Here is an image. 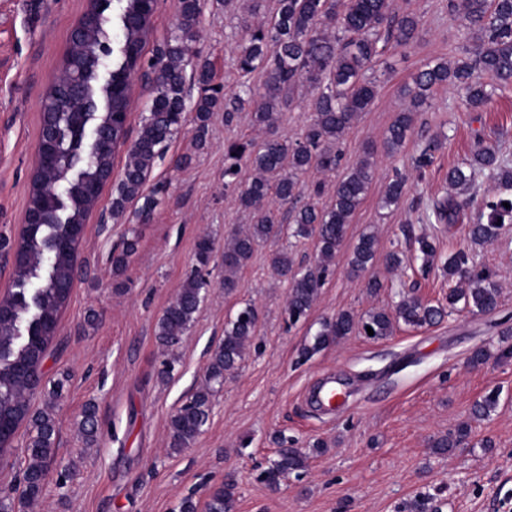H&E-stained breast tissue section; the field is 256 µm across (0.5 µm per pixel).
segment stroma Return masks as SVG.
Returning <instances> with one entry per match:
<instances>
[{"label": "stroma", "instance_id": "obj_1", "mask_svg": "<svg viewBox=\"0 0 512 512\" xmlns=\"http://www.w3.org/2000/svg\"><path fill=\"white\" fill-rule=\"evenodd\" d=\"M249 0H201L192 51L213 67L226 94L240 83L263 91L265 76H241L236 58L242 44ZM397 11L419 20L416 38L379 58L377 95L341 145L342 170L375 154V175L357 208L335 264L307 317L289 324V277L275 274L272 253L284 251L296 266L311 262L313 240L284 232L258 244L238 288L225 292L224 240L250 224L235 194L224 189V144L240 137L259 139L264 128L240 113L225 125L211 119L204 150L193 146L194 124L186 122L157 160L147 188L162 187L163 203L149 223H138V203L112 219L111 188H104L85 227L74 285L57 335L42 364L40 389L31 409L44 407L56 382L58 463L36 504L16 503V512H178L185 497L206 502L214 485L232 481L235 512H397L404 502L430 494L440 512H512V361L495 355L503 331L512 329V223L494 240L473 244L469 226L486 201L497 199L496 183L477 179L472 204L452 224L436 223L434 200L450 194V168L470 158L476 141L512 160V88L495 91L489 105L471 111L463 90L448 85L434 91L404 146L386 154L384 137L409 104L402 90L427 64L455 62L467 34L448 0H394ZM87 0H0V297L11 288L14 258L5 242H16L24 226L42 101L60 70L71 32ZM442 141L434 164L416 171L413 159L429 139ZM194 153L192 165L173 162ZM406 177L399 205L384 207L393 170ZM377 238L367 271L353 272L350 254L362 233ZM429 236L436 247L431 265L416 256V240ZM138 237V251L116 288L110 261L114 246ZM210 237L215 250L208 269L211 286L189 331L173 346L155 335L157 322L195 267L194 248ZM468 251L490 268L501 292L490 313L459 309L441 323L416 329L397 323L392 335L370 340L350 334L303 358L321 322L336 313L362 315L392 309L398 294L414 289L423 301L438 303L448 293L443 264L449 254ZM408 254L403 269L388 266L392 251ZM382 288L370 294L369 277ZM257 313V333L237 369L212 398L209 421L195 442L175 452L168 423L174 411L203 384L210 350L224 327L244 306ZM486 363L474 365L476 348ZM345 384L350 395L333 411L319 410L312 392L323 382ZM499 404L483 420H472L474 404L490 390ZM98 409V433L86 444L80 429L86 403ZM471 422L468 447L450 455L431 454L433 441ZM310 459L302 474L282 477L277 489L259 478L276 456L279 440ZM326 449L311 452L314 441Z\"/></svg>", "mask_w": 512, "mask_h": 512}]
</instances>
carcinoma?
<instances>
[{
	"label": "carcinoma",
	"mask_w": 512,
	"mask_h": 512,
	"mask_svg": "<svg viewBox=\"0 0 512 512\" xmlns=\"http://www.w3.org/2000/svg\"><path fill=\"white\" fill-rule=\"evenodd\" d=\"M459 6L461 24L473 35V43L462 48L463 56L454 65L437 62L414 76L407 93L411 108L399 113L387 130L383 146L388 153L403 146L416 112L435 88L459 86L465 90L464 106L479 110L491 102L496 88L512 85V0H463L460 5L450 0L451 9ZM141 12V0H93L87 4L83 33L69 39L63 61L67 70L79 72L86 110L68 111L63 88L56 85L43 100L42 127L52 133L49 152L56 156V163L41 164L34 170L28 205L44 216V222L23 227L17 242L21 257L13 270V290L3 297V304L16 314V320L0 326V419L10 438L28 413L25 395L32 381L40 377L41 362L71 295L80 246V240L73 236L74 227L85 225L96 207L98 198L92 189L112 169L117 150L128 146L123 177L112 191V217L123 216L129 203L140 200L136 216L145 223L162 204L157 192L144 191L146 178L182 127L187 112L194 113L199 148L206 143L212 113L224 111L228 125L238 119V113H251V122L264 127L269 136L259 143L240 138L224 149V189L237 194L240 206L252 215L247 231L232 233L224 243V289L237 287L236 274L251 259L255 245L279 237L283 224H291L294 235L316 238L313 263L297 272L287 254L276 252L271 258L277 273H293L288 314L295 323L307 315L316 300L348 225L369 189L374 177L373 150H365L355 166L336 181L328 207L317 203L324 194V182L309 184L301 181V176L311 170L333 172L340 166L345 134L376 98V79L368 75L375 59L391 46L408 45L418 27L417 17L398 13L393 0H277L267 19L247 28L246 43L238 56L242 73H265L264 93L257 97L247 87L227 96L224 86L214 82L208 59L199 55L193 66L199 95L189 106L186 54L194 37L200 0H180L179 22L150 58L145 57L144 48L152 32V19L140 23ZM135 68L151 70L157 78L138 137L128 145L126 134L112 128V121L127 112V82ZM300 88L310 89L313 95V117L301 136L287 143L275 136V123L278 112L289 105ZM441 148L438 140L427 143L414 158L415 167H429ZM244 160L257 173L245 186L241 185ZM480 175L512 188L509 161L479 141L470 160L448 171L454 193L434 205L437 222L451 224L458 219L470 204L464 194ZM405 186V179L394 174L386 187L384 204H398ZM272 197L285 207L284 212L277 214L269 208ZM505 202L509 206H503ZM486 209V220L470 226V237L476 242L495 239L504 224L512 223V197L489 202ZM136 249L137 240L128 238L112 252L115 276L126 271ZM213 251L212 239L198 241L195 272L158 320L161 344H176L192 325L208 286L198 271L208 267ZM375 252V236L361 235L349 260L351 269L366 270ZM447 270L448 279L457 281L458 286L448 289L446 303L432 305L404 293L389 312H372L361 318L348 311L338 312L322 323L313 346L304 349V357L356 330L366 336L370 327L374 337L381 338L390 335L400 321L414 328L433 326L460 303L480 313L496 310L500 291L491 270L470 265V257L463 250L451 255ZM256 321L254 308L247 305L226 324L224 339L210 353L205 384L170 418L172 450L189 447L202 432L209 418L213 388L222 385L224 374L238 366L246 344L255 336ZM31 423L24 469L28 492L24 498L34 501L43 494L48 467L56 455L57 429L47 409L34 414ZM96 429V408L89 404L82 420L86 441L94 439ZM471 432V425L460 424L455 433L433 441V453L450 454ZM306 468V454L297 448H280L264 470V481L276 487L284 475ZM234 504V484L226 481L212 490L207 512H234ZM403 512L437 510L430 496L421 494L405 503Z\"/></svg>",
	"instance_id": "obj_1"
}]
</instances>
